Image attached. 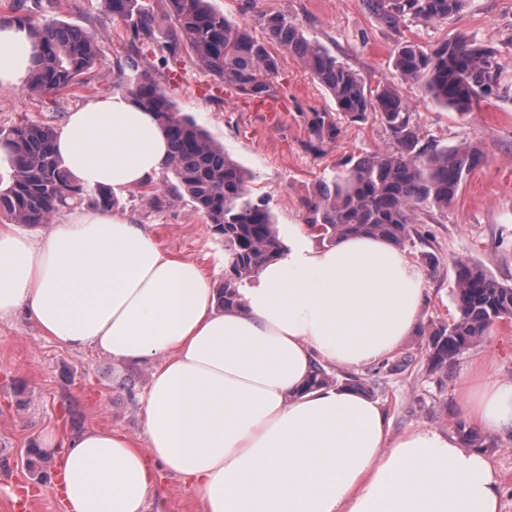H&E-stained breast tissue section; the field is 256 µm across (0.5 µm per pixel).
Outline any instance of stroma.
I'll return each instance as SVG.
<instances>
[{
  "mask_svg": "<svg viewBox=\"0 0 512 512\" xmlns=\"http://www.w3.org/2000/svg\"><path fill=\"white\" fill-rule=\"evenodd\" d=\"M41 21L63 20L94 32L102 53L82 96L68 91L41 95L22 87L0 88V128L29 122L60 128L68 112L84 100L112 95L117 66L128 53L127 32L102 0H25ZM212 6L237 22H252L260 12H286L297 18L307 38L317 41L349 66L367 87L395 81L408 104L411 121L425 139L442 146L468 143L480 159L448 208L419 225L405 246L408 257L424 265L426 253L439 259L427 275L424 319L442 322L455 313L452 287L456 263L483 265L499 281L512 285V93L482 102L462 114L442 107L415 84L395 80L399 45L411 41L431 49L462 32L496 47L512 79V0H467L454 17L432 24L409 23L400 29L382 25L365 0H211ZM273 85L285 99L284 116L269 122L257 99L225 90L210 93L212 77L190 59L180 60V79L167 91L181 114L190 116L225 151L244 166L254 200L266 201L280 229L305 221L304 200L314 197L321 181L340 172L348 159L386 149L391 138L378 119L341 121L338 140L315 155L303 146L307 111H335L328 92L295 58L282 52ZM169 172L118 197L117 208L142 224L153 225L165 251L196 262L212 288H221L226 266L224 239L189 202L156 207L153 194L165 187ZM423 336L401 348L409 364L381 372L373 397L387 412L392 434L424 426L454 435L466 417L460 387L474 367L488 363L490 372L512 376V323L497 325L447 370L427 369ZM150 381L146 365L112 360L92 348L71 349L46 339L25 314L0 321V512H11L15 485L43 487L55 482L53 456L29 463L30 444L45 432L65 438L91 427L113 428L132 435L142 431L140 398ZM482 451L506 489L500 512H512V434L483 435ZM148 512H201L195 493L166 478Z\"/></svg>",
  "mask_w": 512,
  "mask_h": 512,
  "instance_id": "35a3bbf8",
  "label": "stroma"
}]
</instances>
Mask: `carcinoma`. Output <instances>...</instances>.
<instances>
[{"mask_svg":"<svg viewBox=\"0 0 512 512\" xmlns=\"http://www.w3.org/2000/svg\"><path fill=\"white\" fill-rule=\"evenodd\" d=\"M172 26L158 40L153 11L143 0H104L112 18L126 24L130 51L116 83L140 107L153 112L170 148L173 181L155 198L157 205L188 200L206 216L214 232L224 237L228 266L217 291L218 306L235 305L238 288L256 269L280 254L284 245L272 210L252 199L247 172L206 130L178 112L152 74L139 68L137 56L145 45L160 43L158 66L187 54L224 88L252 97L271 87L278 74L272 48L292 55L332 95L337 114L311 111L305 147L314 154L340 134L337 116L353 122L371 114L390 132L385 150L356 160L349 168L320 184L315 199H307V224L320 241L331 244L342 235L360 233L383 237L403 248L430 213L442 212L478 163L471 145L440 147L423 140L410 121L409 108L390 83L373 89L326 48L308 39L288 13H259L254 24L232 21L210 0H166ZM384 24L398 28L408 22L432 23L459 13L466 0H365ZM37 35L42 52L24 84L39 95L87 83L99 59L95 34L63 21L23 20ZM497 49L465 34L426 51L404 42L394 59L397 76L418 85L438 104L466 113L484 99L507 94ZM133 75L128 76L125 70ZM56 131L43 124L20 123L0 128V146L9 149L12 170L0 187V214L17 224L44 225L61 211L86 205L111 210L117 203L110 188L84 190L66 171L55 151ZM456 316L421 331L430 371L448 368L488 335L498 322L512 320V286L498 281L481 266L460 261L452 289Z\"/></svg>","mask_w":512,"mask_h":512,"instance_id":"cac0c4a2","label":"carcinoma"}]
</instances>
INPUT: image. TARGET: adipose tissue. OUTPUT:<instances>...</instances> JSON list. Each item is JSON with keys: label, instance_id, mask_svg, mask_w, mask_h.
I'll use <instances>...</instances> for the list:
<instances>
[{"label": "adipose tissue", "instance_id": "ef3b65f1", "mask_svg": "<svg viewBox=\"0 0 512 512\" xmlns=\"http://www.w3.org/2000/svg\"><path fill=\"white\" fill-rule=\"evenodd\" d=\"M39 55L28 27H0V86ZM55 149L85 188L124 192L169 165L154 115L125 93L68 113ZM426 275L371 235L317 245L288 227L282 254L217 310L193 261L164 252L129 214L76 209L37 236L0 222V320L26 312L72 349L151 363L143 431L91 428L55 449L66 512H147L159 478H179L203 512H500L482 452L427 427L392 434L368 393L307 388L315 366L380 364L423 322ZM469 423L512 433V377L475 369Z\"/></svg>", "mask_w": 512, "mask_h": 512}]
</instances>
